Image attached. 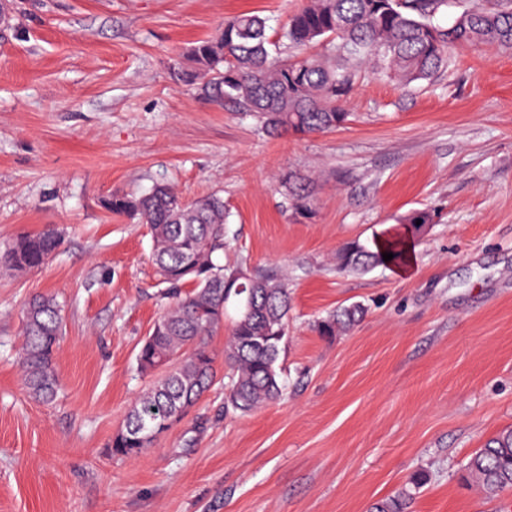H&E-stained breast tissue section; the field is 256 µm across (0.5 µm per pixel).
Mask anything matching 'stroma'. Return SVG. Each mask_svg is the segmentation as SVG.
I'll use <instances>...</instances> for the list:
<instances>
[{
  "label": "stroma",
  "instance_id": "obj_1",
  "mask_svg": "<svg viewBox=\"0 0 512 512\" xmlns=\"http://www.w3.org/2000/svg\"><path fill=\"white\" fill-rule=\"evenodd\" d=\"M305 0H0V247L63 233L46 265L0 271V512H368L420 471L411 512H512L465 484L468 459L512 427V52L464 46L408 85L362 68L322 133L267 134L251 113L175 82L172 58L243 13L275 34ZM314 213L290 208L285 181ZM165 183L223 197L228 265L287 275L284 400L224 405L212 389L135 458L112 438L150 382L142 340L167 304L146 225L112 194ZM425 210L409 277L339 271L336 253ZM63 305L55 402L18 359L29 297ZM368 312L323 339L337 307Z\"/></svg>",
  "mask_w": 512,
  "mask_h": 512
}]
</instances>
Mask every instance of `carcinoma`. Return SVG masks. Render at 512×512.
I'll return each mask as SVG.
<instances>
[{
	"label": "carcinoma",
	"instance_id": "1",
	"mask_svg": "<svg viewBox=\"0 0 512 512\" xmlns=\"http://www.w3.org/2000/svg\"><path fill=\"white\" fill-rule=\"evenodd\" d=\"M448 0H307L288 18L280 38L270 40L266 20L243 14L222 31L199 40L189 52L193 66L176 61V81L195 86L217 106L233 102L262 119L270 133H314L336 129L349 117L341 101L358 70L371 66L405 84L431 78L452 64L459 47L495 46L512 51V0H458L460 13L444 27L435 21ZM307 50L301 58L277 61L281 41ZM302 217L312 204L301 188H289ZM109 211L149 227L152 262L171 285L172 302L154 322L137 354L138 370L152 375L164 367L132 402L123 427L112 438V453L134 458L185 416L214 384L215 359L205 337L224 326L233 310L224 361L233 368L224 384L226 406L247 414L281 399L287 390L279 357L288 335L291 292L274 274L253 275L224 264V198L214 193L187 201L165 184L130 197L114 194ZM61 233L46 230L16 238L0 250V268L24 274L48 262L61 248ZM393 259L383 260L382 254ZM398 245L354 240L336 254V267L349 273L404 263ZM244 290L237 291L238 286ZM367 313L361 303L341 306L316 324L327 339L351 331ZM61 305L36 295L23 308L22 367L29 394L53 401L59 390L57 352L62 336ZM466 480L487 497L512 491V428L489 438L465 467ZM412 477L369 512H410L414 491L426 484Z\"/></svg>",
	"mask_w": 512,
	"mask_h": 512
}]
</instances>
